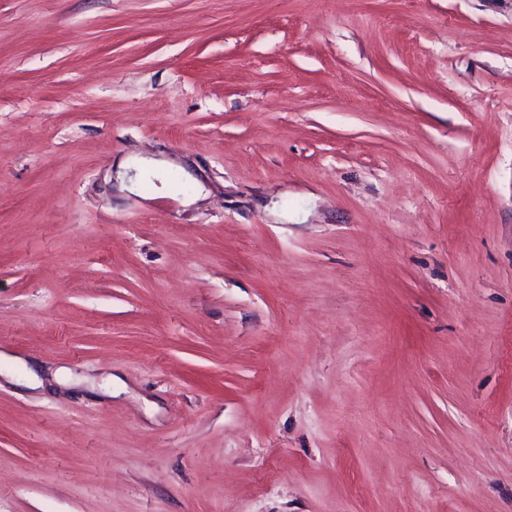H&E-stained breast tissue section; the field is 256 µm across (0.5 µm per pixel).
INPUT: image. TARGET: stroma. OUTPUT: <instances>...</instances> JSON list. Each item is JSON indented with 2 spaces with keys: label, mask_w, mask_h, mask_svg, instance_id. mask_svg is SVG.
<instances>
[{
  "label": "stroma",
  "mask_w": 512,
  "mask_h": 512,
  "mask_svg": "<svg viewBox=\"0 0 512 512\" xmlns=\"http://www.w3.org/2000/svg\"><path fill=\"white\" fill-rule=\"evenodd\" d=\"M0 512H512V0H0Z\"/></svg>",
  "instance_id": "35a3bbf8"
}]
</instances>
